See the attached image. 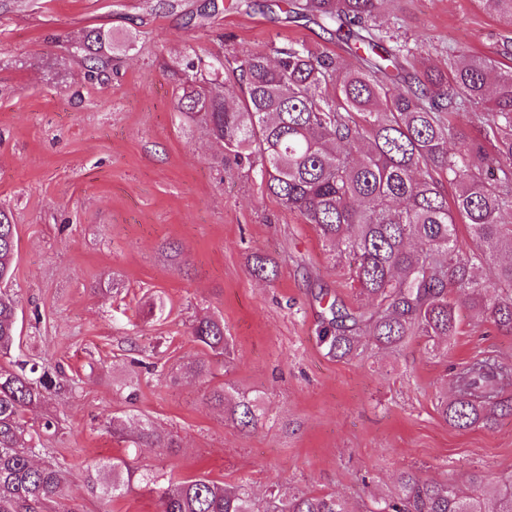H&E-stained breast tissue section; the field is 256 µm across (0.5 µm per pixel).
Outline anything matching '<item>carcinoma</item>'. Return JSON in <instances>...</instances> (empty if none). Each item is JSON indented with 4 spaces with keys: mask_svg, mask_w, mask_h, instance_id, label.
I'll return each instance as SVG.
<instances>
[{
    "mask_svg": "<svg viewBox=\"0 0 512 512\" xmlns=\"http://www.w3.org/2000/svg\"><path fill=\"white\" fill-rule=\"evenodd\" d=\"M386 0H288L289 17L308 18L335 36L353 56L345 64L303 44L274 46L224 62L202 58L175 97V109L203 123L223 150L224 171L259 170L266 193L314 227L336 262H346L357 293L370 306L324 307L319 337L328 354L352 356L360 337L392 348L413 336L445 343L459 328L460 305L512 335V70L480 56L455 59L445 72L417 70L415 52L381 22ZM512 27V0H482ZM112 34L93 28L77 46L79 61L101 73L111 65ZM481 124L482 141L466 139L453 118ZM456 141V149L448 143ZM454 189L448 194V189ZM465 226L469 239L459 236ZM15 225L0 211V355H11L18 332L16 300L7 286L15 261ZM494 269V282L482 278ZM251 272L275 275L271 259L256 253ZM510 291L492 298L489 289ZM191 336L205 356L189 366L211 374L210 358L228 357L224 322L199 318ZM57 386L51 373L21 361L0 369V512H44L64 494L66 475L56 462L36 464L33 432L54 435L47 415L28 412ZM210 402L244 427L257 424L252 401L224 387ZM443 419L458 429L490 428L512 414V366L488 353L453 371V394ZM141 444L177 448L168 433L139 432ZM106 488L122 494L137 475L123 458L105 466ZM471 494L448 483L401 470L392 494L370 512H512V486L496 489L468 476ZM159 512H349L332 494L290 491L276 484L252 499L244 485L199 477L169 478L159 488Z\"/></svg>",
    "mask_w": 512,
    "mask_h": 512,
    "instance_id": "obj_1",
    "label": "carcinoma"
}]
</instances>
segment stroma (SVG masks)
Masks as SVG:
<instances>
[{
	"instance_id": "1",
	"label": "stroma",
	"mask_w": 512,
	"mask_h": 512,
	"mask_svg": "<svg viewBox=\"0 0 512 512\" xmlns=\"http://www.w3.org/2000/svg\"><path fill=\"white\" fill-rule=\"evenodd\" d=\"M203 2L0 0V210L16 226L22 328L0 366L20 358L61 373L44 406L60 430L42 458L71 482L50 512H158L155 485L110 501L89 482L116 457L179 479L244 483L258 497L277 483L332 494L352 512L404 468L457 484L471 470L494 486L512 481V416L462 430L438 411L458 364L488 351L512 364V336L464 305L438 350L417 336L328 355L319 295L359 304L346 269L257 172L225 176L203 125L174 108L193 59L289 42L342 58L344 46L313 23L274 18L271 0H239L202 25L191 14ZM382 20L439 69L452 50L498 58L512 38L480 0H390ZM98 27L119 46L97 77L71 51ZM257 251L276 265L274 280L251 275ZM158 299L163 312L149 314ZM204 315L223 319L234 356L196 379L184 367L201 353L190 325ZM218 386L254 399V428L211 407ZM114 416L126 438L113 436ZM145 421L178 448L136 444Z\"/></svg>"
}]
</instances>
